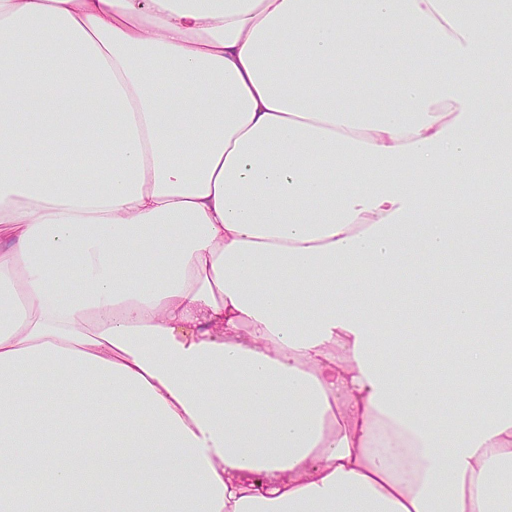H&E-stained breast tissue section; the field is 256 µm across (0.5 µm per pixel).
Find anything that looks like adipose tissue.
<instances>
[{"label": "adipose tissue", "mask_w": 512, "mask_h": 512, "mask_svg": "<svg viewBox=\"0 0 512 512\" xmlns=\"http://www.w3.org/2000/svg\"><path fill=\"white\" fill-rule=\"evenodd\" d=\"M510 26L0 0V512H512Z\"/></svg>", "instance_id": "obj_1"}]
</instances>
